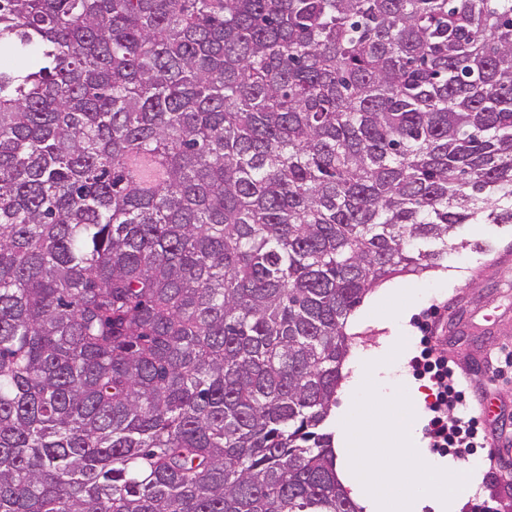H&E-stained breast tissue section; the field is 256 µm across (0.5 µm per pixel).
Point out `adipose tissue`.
I'll return each mask as SVG.
<instances>
[{
	"label": "adipose tissue",
	"instance_id": "obj_1",
	"mask_svg": "<svg viewBox=\"0 0 512 512\" xmlns=\"http://www.w3.org/2000/svg\"><path fill=\"white\" fill-rule=\"evenodd\" d=\"M411 296V289L386 285L363 306L362 316L381 313L391 333L378 346L358 349L342 369V403L332 414L337 472L365 512H422L426 507L459 512L478 483L477 466H460L423 449L418 427L423 395L418 387H402L397 395L378 389L391 363L408 350L395 329L408 314ZM371 404L384 419L366 429L359 418Z\"/></svg>",
	"mask_w": 512,
	"mask_h": 512
}]
</instances>
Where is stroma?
<instances>
[{
	"instance_id": "35a3bbf8",
	"label": "stroma",
	"mask_w": 512,
	"mask_h": 512,
	"mask_svg": "<svg viewBox=\"0 0 512 512\" xmlns=\"http://www.w3.org/2000/svg\"><path fill=\"white\" fill-rule=\"evenodd\" d=\"M462 236L488 240L491 249L452 251L443 267L461 271L454 283L442 285L422 273L398 278L419 291L408 322L411 353L419 355L426 333L446 336L449 368L473 386L489 389L499 406L497 420L483 422V429L512 442V373L492 380L481 374L486 349H512V227L491 225L480 232L469 226Z\"/></svg>"
}]
</instances>
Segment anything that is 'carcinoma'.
Returning <instances> with one entry per match:
<instances>
[{"instance_id":"1","label":"carcinoma","mask_w":512,"mask_h":512,"mask_svg":"<svg viewBox=\"0 0 512 512\" xmlns=\"http://www.w3.org/2000/svg\"><path fill=\"white\" fill-rule=\"evenodd\" d=\"M512 224V0H0V512H360L349 317Z\"/></svg>"}]
</instances>
